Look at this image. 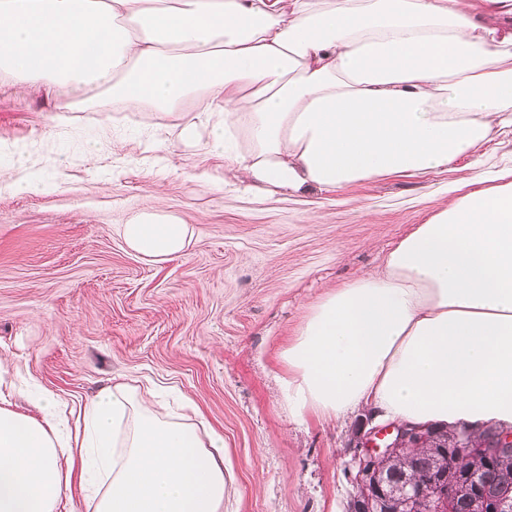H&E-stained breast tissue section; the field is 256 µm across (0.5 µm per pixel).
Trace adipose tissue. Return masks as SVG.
<instances>
[{
	"instance_id": "1",
	"label": "adipose tissue",
	"mask_w": 512,
	"mask_h": 512,
	"mask_svg": "<svg viewBox=\"0 0 512 512\" xmlns=\"http://www.w3.org/2000/svg\"><path fill=\"white\" fill-rule=\"evenodd\" d=\"M512 0H0V73L77 106L209 131L248 189L340 191L447 171L512 127ZM397 241L382 269L327 290L282 351L288 410L512 428V166ZM150 263L194 230L143 212L121 228ZM0 406V512H224V438L125 381L86 405Z\"/></svg>"
}]
</instances>
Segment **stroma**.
I'll list each match as a JSON object with an SVG mask.
<instances>
[{
    "instance_id": "35a3bbf8",
    "label": "stroma",
    "mask_w": 512,
    "mask_h": 512,
    "mask_svg": "<svg viewBox=\"0 0 512 512\" xmlns=\"http://www.w3.org/2000/svg\"><path fill=\"white\" fill-rule=\"evenodd\" d=\"M178 122L107 99L69 110L0 77V169L22 152L43 176L33 193L0 187V398L33 413L31 384L76 413L112 380L149 379L223 435L224 512H346L348 443L368 411L292 416L280 353L326 289L380 269L447 205L473 160L253 194L223 156L181 141ZM146 211L192 225L184 254L152 264L126 247L121 224Z\"/></svg>"
}]
</instances>
